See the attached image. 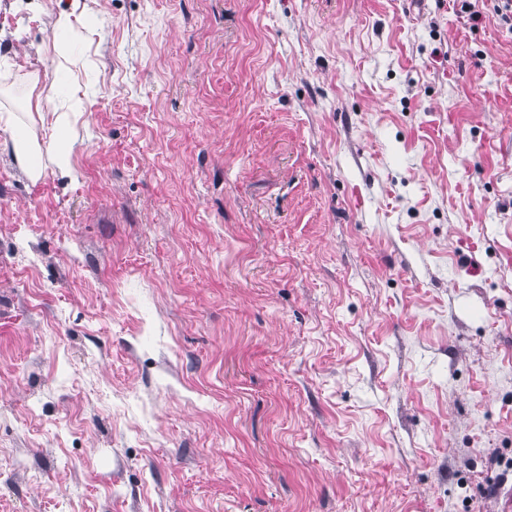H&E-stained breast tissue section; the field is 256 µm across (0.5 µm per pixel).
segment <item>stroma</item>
I'll list each match as a JSON object with an SVG mask.
<instances>
[{"label": "stroma", "mask_w": 512, "mask_h": 512, "mask_svg": "<svg viewBox=\"0 0 512 512\" xmlns=\"http://www.w3.org/2000/svg\"><path fill=\"white\" fill-rule=\"evenodd\" d=\"M62 5L0 0V512H512V27ZM55 139L53 140L56 147L59 148L56 160V170L61 178H72L74 176V169L71 166L63 146L68 140V128L66 125L57 118L55 123ZM12 149L16 161L22 170L30 177H38L41 173L39 163V148L33 139L24 132H12Z\"/></svg>", "instance_id": "obj_1"}]
</instances>
